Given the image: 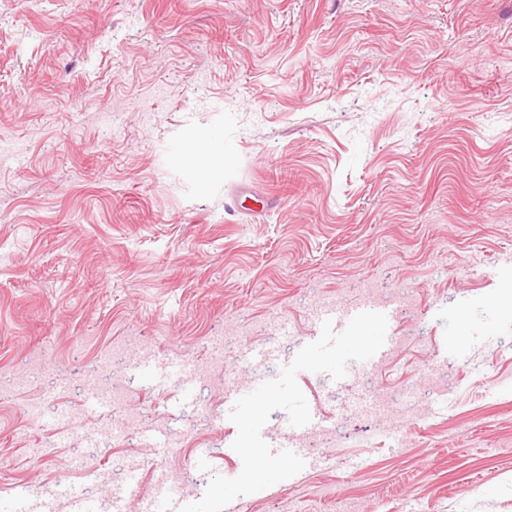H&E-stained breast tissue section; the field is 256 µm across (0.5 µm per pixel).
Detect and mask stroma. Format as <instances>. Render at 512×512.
Wrapping results in <instances>:
<instances>
[{"mask_svg": "<svg viewBox=\"0 0 512 512\" xmlns=\"http://www.w3.org/2000/svg\"><path fill=\"white\" fill-rule=\"evenodd\" d=\"M372 282L395 353L299 372L323 464L225 512H512V0H0V502L200 500ZM363 311H378L382 312L387 316V320L392 317V311L388 306H371L361 305L347 310H336V312H326L319 315V327L321 329L322 323L329 319L333 323V327L336 331H341L345 328L348 322L358 313Z\"/></svg>", "mask_w": 512, "mask_h": 512, "instance_id": "35a3bbf8", "label": "stroma"}]
</instances>
